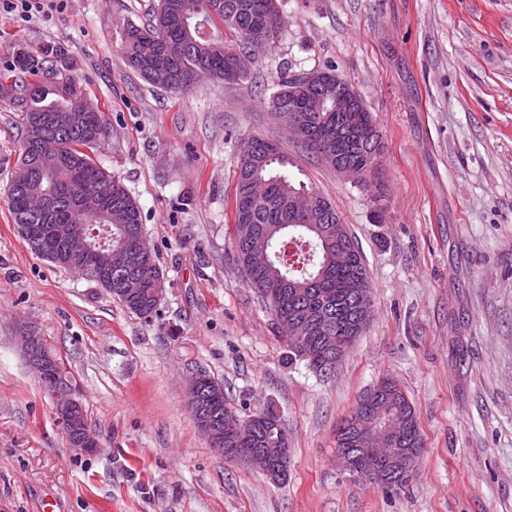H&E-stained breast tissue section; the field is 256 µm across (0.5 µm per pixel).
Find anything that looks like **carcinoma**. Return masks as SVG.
<instances>
[{
	"label": "carcinoma",
	"mask_w": 512,
	"mask_h": 512,
	"mask_svg": "<svg viewBox=\"0 0 512 512\" xmlns=\"http://www.w3.org/2000/svg\"><path fill=\"white\" fill-rule=\"evenodd\" d=\"M181 0H158L152 19L143 25L127 26L122 50L128 66L141 78H146L138 61L151 58L160 67L188 75L189 86L203 79H224V57L230 50L245 49L251 16L247 5L261 9L271 0H206L205 19L184 26L178 21ZM11 66L0 71V97L23 101L21 150L28 143L43 146L61 157V163L37 170L32 181L11 186L7 196L12 222L18 224H52L54 220L34 216L27 209V198L35 192L53 191L57 194L56 214L65 224L83 231L89 239L101 241L99 232L112 224V287H122L125 276L123 255L134 249L141 225L140 208L123 183L97 163L95 151L101 140L94 135L107 127L103 111L87 112L82 99V85L71 76L58 74L54 59L60 47L46 44L35 50L23 42H15L8 50ZM318 92L311 103L297 113L299 123L309 131L317 147V161L331 166L341 158L360 167L373 164L366 147L351 135L350 129L365 125L376 126L372 113L365 107L359 112L336 114L316 108ZM254 139L241 143L238 179L233 205L234 247L238 262L247 268L248 249L260 245L267 249L268 264L261 272L247 278L252 288L269 306L274 319L300 316L317 318L322 328H313L309 344L301 348L288 336V360H301L315 370L322 359L321 340L331 336L350 349L366 328L355 322L351 301L357 293L372 306L369 272L349 226H342L343 240L348 250L345 264H336V222L312 223L302 213L294 211L292 198L308 190L303 183L293 182L283 168L290 164L288 157L263 161L264 155H251L248 150ZM86 179L105 187L102 196L88 199L86 210L79 214L70 202L71 186ZM143 293L129 310L147 315L151 310L150 291L156 287L159 275L154 253L144 260ZM393 396L395 409L407 421V439L424 447L414 407L399 385L383 378L360 398L355 410L371 411L377 391ZM280 421L279 416L266 408L257 414V423L243 429L238 448H258L265 430Z\"/></svg>",
	"instance_id": "carcinoma-1"
}]
</instances>
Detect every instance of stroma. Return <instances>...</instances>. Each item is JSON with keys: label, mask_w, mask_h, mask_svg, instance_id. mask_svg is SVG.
<instances>
[{"label": "stroma", "mask_w": 512, "mask_h": 512, "mask_svg": "<svg viewBox=\"0 0 512 512\" xmlns=\"http://www.w3.org/2000/svg\"><path fill=\"white\" fill-rule=\"evenodd\" d=\"M158 0L0 7L6 47L62 45L109 135L98 162L140 207L165 294L141 318L35 255L6 189L20 113L0 98V512H512V0H280L284 27L238 84L153 88L121 52ZM332 69L373 113L386 195L374 206L267 108L281 71ZM278 139L289 173L329 198L363 252L374 317L331 375L288 362L236 258L239 146ZM37 321L76 384L96 453L68 446L15 339ZM205 372L233 410L273 407L288 477L225 461L194 425ZM411 400L425 450L387 488L345 470L336 428L381 378Z\"/></svg>", "instance_id": "stroma-1"}]
</instances>
